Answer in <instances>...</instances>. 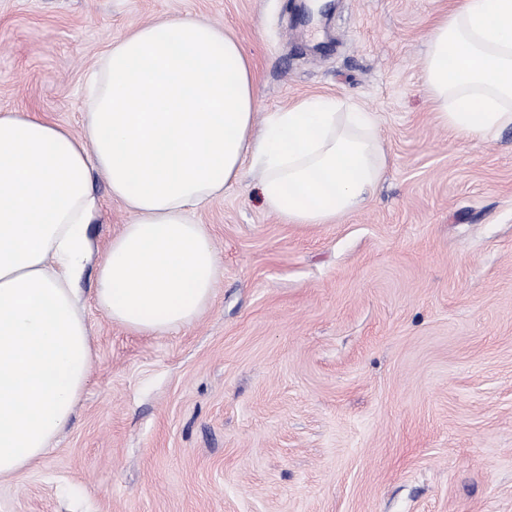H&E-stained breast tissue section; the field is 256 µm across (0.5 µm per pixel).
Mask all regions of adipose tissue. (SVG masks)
Instances as JSON below:
<instances>
[{"label":"adipose tissue","mask_w":512,"mask_h":512,"mask_svg":"<svg viewBox=\"0 0 512 512\" xmlns=\"http://www.w3.org/2000/svg\"><path fill=\"white\" fill-rule=\"evenodd\" d=\"M425 84L439 124L481 141L512 127V0H459L434 25ZM81 135L0 113V479L39 461L89 379L91 330L73 284L101 174L132 214L98 267L95 302L139 333L177 330L221 267L194 208L261 168L268 210L326 224L361 209L386 164L371 113L306 98L255 128L253 80L223 28L170 19L112 45L89 73Z\"/></svg>","instance_id":"ef3b65f1"}]
</instances>
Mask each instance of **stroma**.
I'll list each match as a JSON object with an SVG mask.
<instances>
[{"label": "stroma", "instance_id": "stroma-1", "mask_svg": "<svg viewBox=\"0 0 512 512\" xmlns=\"http://www.w3.org/2000/svg\"><path fill=\"white\" fill-rule=\"evenodd\" d=\"M0 0V113L81 133L87 75L136 28L190 17L243 48L256 117L309 97L373 112L387 167L329 224L263 206L260 171L196 213L210 305L139 334L94 301L131 213L100 174L79 288L89 380L0 512H512V128L438 125L427 39L452 0Z\"/></svg>", "mask_w": 512, "mask_h": 512}]
</instances>
